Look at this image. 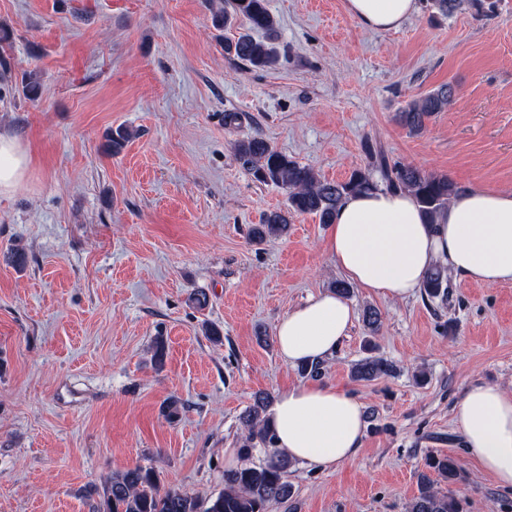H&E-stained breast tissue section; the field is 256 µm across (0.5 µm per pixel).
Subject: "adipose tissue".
<instances>
[{
    "label": "adipose tissue",
    "mask_w": 512,
    "mask_h": 512,
    "mask_svg": "<svg viewBox=\"0 0 512 512\" xmlns=\"http://www.w3.org/2000/svg\"><path fill=\"white\" fill-rule=\"evenodd\" d=\"M351 17L373 31L399 29L419 0H345ZM30 157L13 137L0 135V199L23 183ZM326 249L340 271L375 295L414 297L424 272L443 263L459 279L512 285V191L474 189L452 199L427 223L407 192L375 190L344 200ZM355 309L332 292L310 297L275 326L279 356L291 366L334 354L354 323ZM268 423L277 445L303 466L332 471L353 460L365 430L363 403L333 386L303 383L281 392ZM458 427L480 467L512 489V392L476 383L457 412Z\"/></svg>",
    "instance_id": "obj_1"
}]
</instances>
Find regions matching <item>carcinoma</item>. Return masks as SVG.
<instances>
[{
  "label": "carcinoma",
  "mask_w": 512,
  "mask_h": 512,
  "mask_svg": "<svg viewBox=\"0 0 512 512\" xmlns=\"http://www.w3.org/2000/svg\"><path fill=\"white\" fill-rule=\"evenodd\" d=\"M432 14L449 16L461 8L480 20L491 19L498 0H429ZM247 28L239 36L224 42V53L253 69H272L279 62L276 43L279 26L267 7V0H224L216 12V27H229L238 20ZM454 89L445 84L409 102L397 114L398 120L414 134L420 133L432 115L444 111L452 101ZM237 159L255 181L273 184L288 191V209L265 215L262 223L250 229V238L264 242L288 232L290 218L297 214H313L319 223L330 224L345 197L378 189L368 170H355L343 182L322 180L313 169L273 149L261 137H249L234 145ZM383 179L392 191L406 190L414 195L431 224L444 211L450 200L463 191L462 186L446 175L429 173L405 164L390 166L384 158L377 160ZM422 294L430 302L448 301V267L436 264L422 281ZM388 360L368 355L357 362L352 375L356 380L375 381L392 373ZM270 396L254 397L253 404L242 416L243 432L238 439V453L244 460L262 449L265 460L258 465H242L224 473V491L200 509L196 498L182 490L160 485L150 468L134 465L112 475L95 490L99 503L94 512H266L269 502H286L292 497L288 480L290 460L275 444V436L266 423ZM461 480L458 460L447 454L425 457L417 475V494L409 502L407 512H464L465 501L456 489Z\"/></svg>",
  "instance_id": "1"
}]
</instances>
